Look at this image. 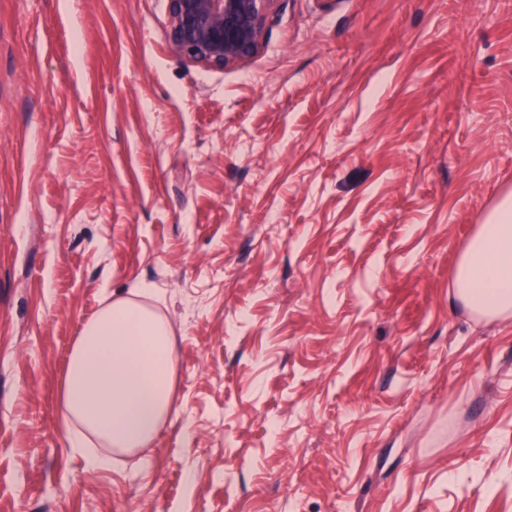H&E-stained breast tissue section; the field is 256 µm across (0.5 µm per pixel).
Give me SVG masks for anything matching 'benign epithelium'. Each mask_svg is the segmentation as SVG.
I'll return each mask as SVG.
<instances>
[{"label":"benign epithelium","instance_id":"7a95c632","mask_svg":"<svg viewBox=\"0 0 512 512\" xmlns=\"http://www.w3.org/2000/svg\"><path fill=\"white\" fill-rule=\"evenodd\" d=\"M278 0H170L168 44L189 61L224 68L257 53Z\"/></svg>","mask_w":512,"mask_h":512}]
</instances>
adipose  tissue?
<instances>
[{
	"label": "adipose tissue",
	"instance_id": "obj_1",
	"mask_svg": "<svg viewBox=\"0 0 512 512\" xmlns=\"http://www.w3.org/2000/svg\"><path fill=\"white\" fill-rule=\"evenodd\" d=\"M459 301L484 316L512 312V194L479 224L454 273ZM149 287L116 295L88 320L74 344L63 389L67 446L85 472L106 469L96 442L144 448L168 419L175 342L170 322L140 304Z\"/></svg>",
	"mask_w": 512,
	"mask_h": 512
}]
</instances>
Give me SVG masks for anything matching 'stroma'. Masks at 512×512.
Here are the masks:
<instances>
[{
  "instance_id": "obj_1",
  "label": "stroma",
  "mask_w": 512,
  "mask_h": 512,
  "mask_svg": "<svg viewBox=\"0 0 512 512\" xmlns=\"http://www.w3.org/2000/svg\"><path fill=\"white\" fill-rule=\"evenodd\" d=\"M169 9L0 0V512H512V314L453 285L512 192V0H278L224 68ZM142 282L171 413L88 473L69 355Z\"/></svg>"
}]
</instances>
